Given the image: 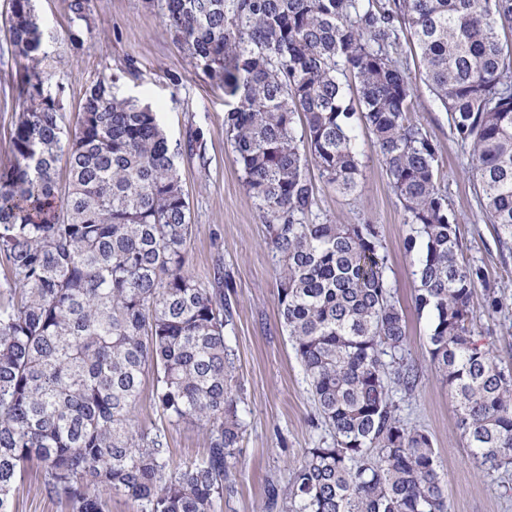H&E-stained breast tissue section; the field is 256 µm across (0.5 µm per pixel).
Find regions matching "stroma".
<instances>
[{"label":"stroma","instance_id":"obj_1","mask_svg":"<svg viewBox=\"0 0 512 512\" xmlns=\"http://www.w3.org/2000/svg\"><path fill=\"white\" fill-rule=\"evenodd\" d=\"M34 8L53 37L49 89L64 104L63 127L74 129L88 87L105 72L112 77L115 96L158 109L167 136L178 146L175 164L193 226L190 269L203 283L212 280L215 267L223 269L224 294L232 303L224 335L235 351V375L244 389L240 464L224 488L220 512H266L270 486H284L306 449L329 432L280 321L278 259L268 244L263 214L243 185L224 127L232 102L187 56L159 8L148 0H92L91 27L77 47L69 41L71 22L62 0H34ZM4 43L0 36V166L13 159L10 134L20 107L18 69L4 52ZM398 58L414 85L417 107L412 117L438 149L441 186L459 218L461 256L482 266L490 284L512 301V245L502 246L498 227L482 215L469 155L425 83L409 35L400 37ZM357 150L362 176L355 193L337 192L323 183L315 167H308L315 187L313 213L323 221L379 228L388 254V281L407 321L408 354L421 375L412 396L398 397V413L431 435L448 486L450 512H512V470L489 474L470 457L456 429L448 388L430 362L428 319L417 315L412 302L417 253L407 247L410 226L367 130H359ZM472 306L474 338L491 344L500 365L512 369V305L488 316L479 289ZM166 440L173 470L206 453V433L194 421L167 427ZM44 483L41 466L27 463L12 494V512H75L72 503L47 494Z\"/></svg>","mask_w":512,"mask_h":512}]
</instances>
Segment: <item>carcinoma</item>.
Masks as SVG:
<instances>
[{
  "mask_svg": "<svg viewBox=\"0 0 512 512\" xmlns=\"http://www.w3.org/2000/svg\"><path fill=\"white\" fill-rule=\"evenodd\" d=\"M82 43L90 0H63ZM188 56L233 100L225 126L243 183L278 256L279 315L331 440L307 449L269 512H449L428 432L396 413L393 391L418 387L406 320L374 224L308 221L314 165L357 191L355 118L380 152L419 248L414 294L429 316L428 353L456 426L484 471L512 469V371L469 327L472 297L498 291L459 259L457 215L438 184V150L413 122L415 95L392 57L410 35L481 189L486 221L512 238V0H160ZM20 62L14 161L0 167V512L25 464L77 512H109L123 492L142 512H216L244 428L242 389L224 327V278L188 267L189 203L159 115L99 75L74 132L46 87L51 36L33 0H9L5 31ZM69 166L60 189L56 167ZM155 377L161 426L135 409ZM195 420L204 457L168 470L162 426Z\"/></svg>",
  "mask_w": 512,
  "mask_h": 512,
  "instance_id": "1",
  "label": "carcinoma"
}]
</instances>
